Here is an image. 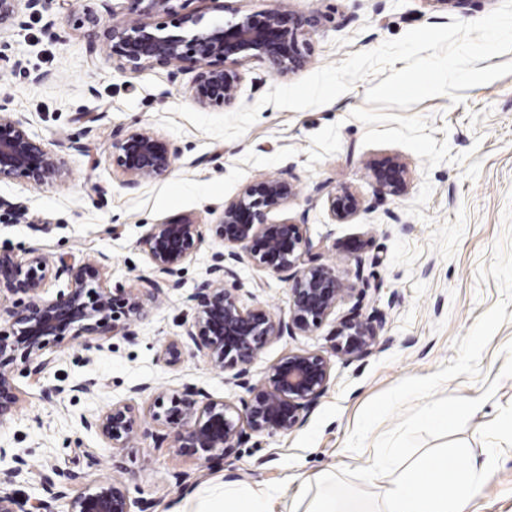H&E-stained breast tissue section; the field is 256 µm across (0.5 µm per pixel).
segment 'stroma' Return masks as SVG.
<instances>
[{
  "label": "stroma",
  "mask_w": 512,
  "mask_h": 512,
  "mask_svg": "<svg viewBox=\"0 0 512 512\" xmlns=\"http://www.w3.org/2000/svg\"><path fill=\"white\" fill-rule=\"evenodd\" d=\"M501 0H471L444 5L440 0H285L292 12L319 16L307 39L313 48L308 69L281 77L259 60L240 68L237 102L259 105L275 86L290 85L349 55L379 47L410 29L445 26L452 20H478ZM111 19L121 0H53L41 13L23 11L18 22L0 28V102L23 118L48 149L66 153L70 176L41 188L20 181L0 182V198L22 204L25 219L0 217V251L25 258L35 249L74 264L96 260L105 266L109 288L140 286L157 272L140 240L150 225L183 216L199 224L204 240L175 275L169 291L136 328L135 336L107 337L89 352L65 337L52 346L51 364L39 380L17 372L20 408L0 424V474L13 456L28 460V472L0 490L19 501L43 497L41 470L83 473L86 482L113 477L130 496L149 503V512H171L221 481H239L270 494L271 512H290L311 498L316 479L325 472L371 465L374 449L348 452L346 440L362 407L408 376H427L456 357L455 340L467 335L476 320L501 301L494 279L479 281L478 270L492 262L504 234L503 213L512 205V74L463 90L461 103L445 96L425 99L410 114L427 119L436 141L452 154H467L463 163L426 167L411 150L395 144L364 145L366 127L353 118L365 107L376 78L355 83L333 102L294 111L259 106L256 121L235 140L206 136L175 114L192 105L194 75L168 69L138 72L119 69L106 53L89 56L80 19L85 7ZM44 81H36V74ZM145 126L165 138L177 155L172 171L137 190L124 187L112 166V135L117 127ZM82 137L91 151L70 150ZM405 166L406 186L396 195L380 194L379 184ZM284 176L298 193L270 215L272 222L304 221L318 262L335 265L349 282L363 280L364 300L349 296L320 328L309 335L284 336L266 346L249 371V388L236 385L233 372L212 365L185 341L193 315L192 297L206 278L214 253L224 244L215 225L224 203L250 181ZM321 193H314L315 185ZM360 201L357 213L335 219L332 195ZM233 282L244 307L263 306L287 317L289 288L278 275L247 263L235 266ZM365 317H384L388 347L360 360L334 354L342 318L352 309ZM511 319L485 349L481 378L461 375L444 383L440 396L479 397L491 384L499 387L464 431L428 440L425 451L462 452L464 461L486 463L480 491L468 512H512V378L499 380L512 342ZM183 343L180 363L162 358L169 342ZM309 349L329 355L332 380L307 413L304 423L287 434L251 436L239 452L204 466L176 451L177 425L150 420L159 392L192 389L201 396L234 405L251 399L272 364L288 352ZM95 379L92 392L72 386ZM65 385L67 393L48 390ZM144 386L132 394L133 386ZM132 400L144 414L146 435L136 447L111 448L85 428L83 418L118 401Z\"/></svg>",
  "instance_id": "obj_1"
}]
</instances>
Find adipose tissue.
I'll return each instance as SVG.
<instances>
[{
	"label": "adipose tissue",
	"instance_id": "obj_1",
	"mask_svg": "<svg viewBox=\"0 0 512 512\" xmlns=\"http://www.w3.org/2000/svg\"><path fill=\"white\" fill-rule=\"evenodd\" d=\"M373 471L388 480L382 512H466L480 483L476 467L449 461L444 453L419 456L404 467L387 455ZM268 499L252 486L223 482L195 510L181 507L177 512H268Z\"/></svg>",
	"mask_w": 512,
	"mask_h": 512
}]
</instances>
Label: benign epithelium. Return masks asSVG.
<instances>
[{
  "label": "benign epithelium",
  "mask_w": 512,
  "mask_h": 512,
  "mask_svg": "<svg viewBox=\"0 0 512 512\" xmlns=\"http://www.w3.org/2000/svg\"><path fill=\"white\" fill-rule=\"evenodd\" d=\"M37 12L49 0H0V27L17 21L20 2ZM121 18L107 22L93 8L83 11L90 53L106 51L122 70L148 67L195 73L193 100L203 109L228 107L238 97V65L249 59L264 61L278 76L306 68L312 49L305 38L318 19L288 11L275 3L263 18L231 10L228 0H207L214 11H232L223 25L201 23V16L185 11L180 0H124ZM176 151L148 127H119L112 136V166L125 176L124 185L141 184L169 174ZM69 176L67 155L49 150L30 132L26 121L0 104V182L23 180L34 188L53 185ZM297 194L296 186L280 176H264L244 185L224 203L216 235L224 251L212 256L205 279L193 295L194 317L185 336L219 368L235 370L234 379L249 387V367L274 340L295 333L309 335L336 313L337 303L355 290L336 267L309 257L310 243L304 225L269 222L271 212ZM360 203L330 199L335 217L345 220ZM203 242L200 225L190 218L153 224L140 240L157 272L170 274L195 253ZM248 262L258 270L284 276L290 283L288 319L276 317L262 306L244 307L238 289L228 288L225 277L232 266ZM67 277L66 288L56 296L43 295L45 282ZM176 281H149L130 288L116 299L103 279L98 261L78 267L64 258L52 262L38 250L20 262L0 252V293L15 300L0 313V423L19 409V389L13 364L22 360L27 373L38 376L50 365L47 351L63 336L81 340L86 351L98 350L107 336L135 335L134 327ZM383 321L354 314L341 322L342 340L334 351L350 360L361 359L382 347ZM331 383L330 357L317 351H290L270 368L253 399L243 408L225 401L198 398L192 390L160 392L154 399L155 421L180 425L177 452L209 462L236 454L248 434H287L301 426L307 412ZM111 448H133L142 434L143 418L135 404L119 401L98 415L83 420ZM42 486L53 499L66 500L67 512H133L124 484L100 479L76 494L55 479L42 475ZM46 501L37 499L31 509L0 492V512H45Z\"/></svg>",
  "instance_id": "benign-epithelium-1"
}]
</instances>
